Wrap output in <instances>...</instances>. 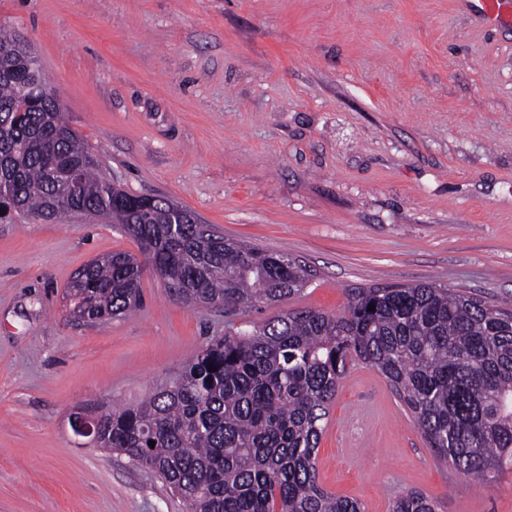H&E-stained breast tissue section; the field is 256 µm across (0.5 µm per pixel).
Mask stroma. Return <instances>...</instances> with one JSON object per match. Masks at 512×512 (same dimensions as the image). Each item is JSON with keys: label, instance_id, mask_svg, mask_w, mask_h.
I'll use <instances>...</instances> for the list:
<instances>
[{"label": "stroma", "instance_id": "stroma-1", "mask_svg": "<svg viewBox=\"0 0 512 512\" xmlns=\"http://www.w3.org/2000/svg\"><path fill=\"white\" fill-rule=\"evenodd\" d=\"M103 175L224 237L298 259L302 293L186 306L145 271L135 312L72 319L119 225L0 223V512H189L151 470L76 436L141 401L225 328L346 289L436 283L512 303V21L474 0H0ZM328 492L389 512H512V468L469 485L430 454L377 369L342 381L317 452ZM100 416L92 417L80 413L75 414L71 420L74 432L77 435L90 438L93 444L100 446L98 434ZM391 512H436V504L424 494L410 490L397 496L391 503Z\"/></svg>", "mask_w": 512, "mask_h": 512}]
</instances>
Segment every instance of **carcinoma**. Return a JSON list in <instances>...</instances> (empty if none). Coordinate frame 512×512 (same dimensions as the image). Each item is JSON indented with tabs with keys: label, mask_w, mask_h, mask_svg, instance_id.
<instances>
[{
	"label": "carcinoma",
	"mask_w": 512,
	"mask_h": 512,
	"mask_svg": "<svg viewBox=\"0 0 512 512\" xmlns=\"http://www.w3.org/2000/svg\"><path fill=\"white\" fill-rule=\"evenodd\" d=\"M1 197L18 217L44 222L104 210L139 244L143 262L115 252L77 272L68 297L90 322L134 310L147 266L194 307L279 302L310 282L296 259L112 186L30 45L4 27ZM346 294L339 313L291 310L211 340L148 397L104 414L103 446L157 473L191 512H363L321 487L315 462L331 403L356 362L384 376L430 453L467 482L488 483L511 465L512 309L436 284ZM390 512L437 506L410 490Z\"/></svg>",
	"instance_id": "carcinoma-1"
}]
</instances>
